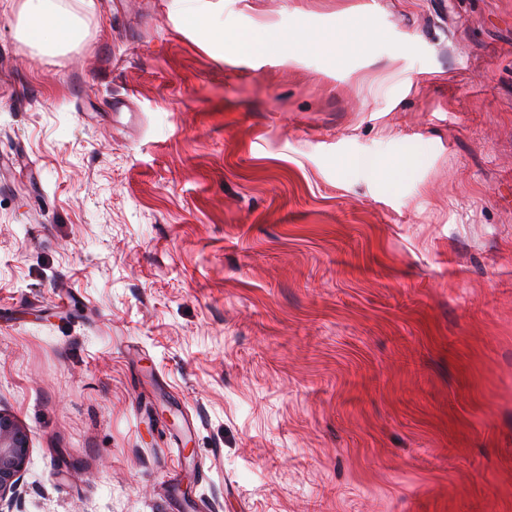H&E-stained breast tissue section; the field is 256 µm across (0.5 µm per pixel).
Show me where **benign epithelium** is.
Segmentation results:
<instances>
[{"mask_svg":"<svg viewBox=\"0 0 512 512\" xmlns=\"http://www.w3.org/2000/svg\"><path fill=\"white\" fill-rule=\"evenodd\" d=\"M29 453V438L24 427L11 415L0 411V506H11L19 498Z\"/></svg>","mask_w":512,"mask_h":512,"instance_id":"benign-epithelium-1","label":"benign epithelium"}]
</instances>
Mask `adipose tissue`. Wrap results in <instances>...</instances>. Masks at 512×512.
<instances>
[{
  "instance_id": "1",
  "label": "adipose tissue",
  "mask_w": 512,
  "mask_h": 512,
  "mask_svg": "<svg viewBox=\"0 0 512 512\" xmlns=\"http://www.w3.org/2000/svg\"><path fill=\"white\" fill-rule=\"evenodd\" d=\"M21 10L29 22L27 36L47 50L76 42L81 35L80 18L62 10L56 0H23Z\"/></svg>"
}]
</instances>
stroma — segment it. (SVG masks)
I'll use <instances>...</instances> for the list:
<instances>
[{
  "label": "stroma",
  "instance_id": "stroma-1",
  "mask_svg": "<svg viewBox=\"0 0 512 512\" xmlns=\"http://www.w3.org/2000/svg\"><path fill=\"white\" fill-rule=\"evenodd\" d=\"M13 2V512H512V0ZM21 11L29 27L25 34L47 50L76 42L81 35V19L62 10L53 0H24Z\"/></svg>",
  "mask_w": 512,
  "mask_h": 512
}]
</instances>
